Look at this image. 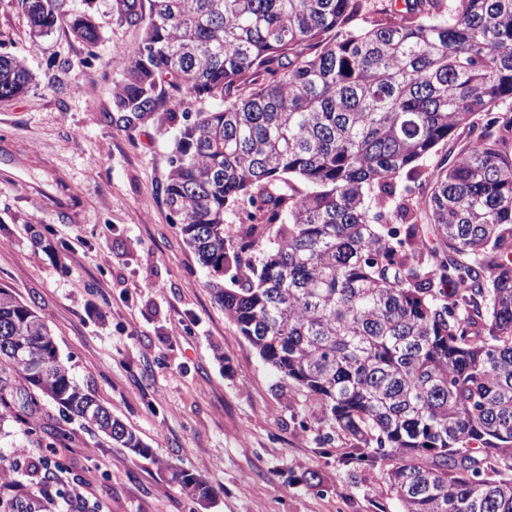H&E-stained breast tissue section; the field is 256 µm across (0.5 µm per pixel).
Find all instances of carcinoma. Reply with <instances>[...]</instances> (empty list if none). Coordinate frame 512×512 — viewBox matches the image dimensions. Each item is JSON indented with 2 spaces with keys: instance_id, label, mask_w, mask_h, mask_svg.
<instances>
[{
  "instance_id": "cac0c4a2",
  "label": "carcinoma",
  "mask_w": 512,
  "mask_h": 512,
  "mask_svg": "<svg viewBox=\"0 0 512 512\" xmlns=\"http://www.w3.org/2000/svg\"><path fill=\"white\" fill-rule=\"evenodd\" d=\"M31 36L69 0H21ZM144 29L113 105L175 99L166 201L208 287L263 361L381 465L400 512H512V0H117ZM0 54V99L25 91ZM223 107L192 111L195 102ZM260 204L263 231L226 212ZM235 269L224 283L225 271ZM49 400L138 455L80 388L36 309L0 289V422ZM42 456L0 512H65ZM176 477L192 498L212 490Z\"/></svg>"
}]
</instances>
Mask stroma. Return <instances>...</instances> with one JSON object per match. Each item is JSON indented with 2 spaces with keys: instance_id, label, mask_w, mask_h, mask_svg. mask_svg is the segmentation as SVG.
<instances>
[{
  "instance_id": "35a3bbf8",
  "label": "stroma",
  "mask_w": 512,
  "mask_h": 512,
  "mask_svg": "<svg viewBox=\"0 0 512 512\" xmlns=\"http://www.w3.org/2000/svg\"><path fill=\"white\" fill-rule=\"evenodd\" d=\"M115 5L71 0L98 29L91 46L65 20L33 41L18 0H0V53L32 74L0 100V288L46 318L77 384L149 453L49 401L35 434L0 428V452L53 447L98 512H399L382 467L357 464L344 434L321 445L318 406L215 301L165 201L181 110L130 125L113 109L121 54L142 36ZM176 469L213 499H191Z\"/></svg>"
}]
</instances>
